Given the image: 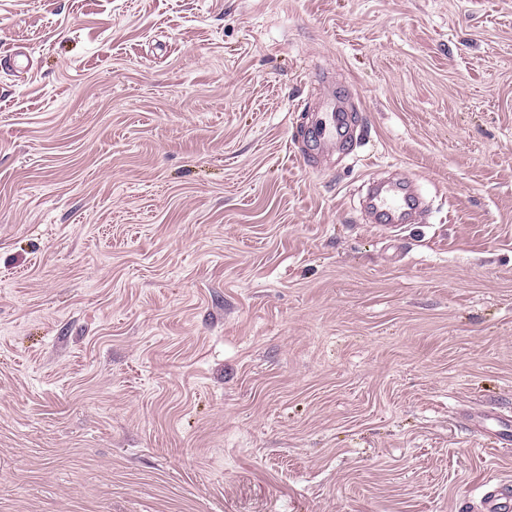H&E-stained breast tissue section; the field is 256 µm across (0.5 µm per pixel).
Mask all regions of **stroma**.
I'll use <instances>...</instances> for the list:
<instances>
[{
    "label": "stroma",
    "mask_w": 512,
    "mask_h": 512,
    "mask_svg": "<svg viewBox=\"0 0 512 512\" xmlns=\"http://www.w3.org/2000/svg\"><path fill=\"white\" fill-rule=\"evenodd\" d=\"M0 54V512L512 485V0H0ZM318 121L311 129V134L318 150L326 151L331 145L346 141L349 125V113L340 97L324 102ZM372 205L381 224H401L408 211L419 206V200L398 186L379 189L372 198Z\"/></svg>",
    "instance_id": "1"
}]
</instances>
